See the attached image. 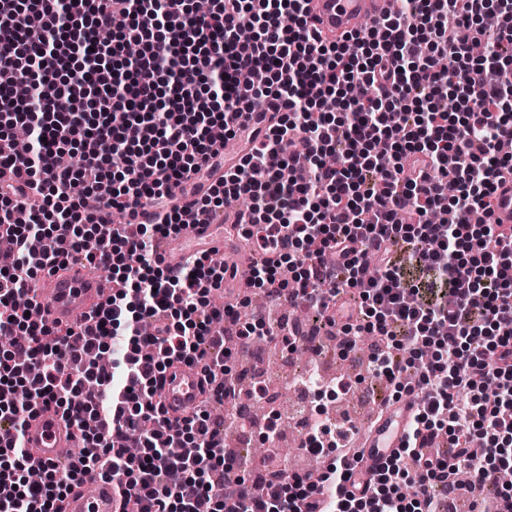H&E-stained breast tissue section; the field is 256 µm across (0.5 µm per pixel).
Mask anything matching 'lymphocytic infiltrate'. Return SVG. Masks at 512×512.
Returning a JSON list of instances; mask_svg holds the SVG:
<instances>
[{
	"label": "lymphocytic infiltrate",
	"mask_w": 512,
	"mask_h": 512,
	"mask_svg": "<svg viewBox=\"0 0 512 512\" xmlns=\"http://www.w3.org/2000/svg\"><path fill=\"white\" fill-rule=\"evenodd\" d=\"M338 43L303 15L309 0H0V142L16 125L25 151L0 152V512H57L73 487L109 478L131 512H439L465 470L481 512H512V237L491 221L512 176V0H400ZM142 50L120 57L121 42ZM453 62L451 70L437 65ZM278 122L252 128L254 113ZM246 130L238 163L199 195L247 200L233 231L254 245L237 302L213 306L224 268L202 257L170 272L155 251L185 222L174 200L223 149L209 130ZM79 165L60 167L65 148ZM335 164H324L326 155ZM116 167L98 196L86 171ZM454 168L455 193L441 176ZM98 196L95 210L85 202ZM152 220L137 222L138 209ZM104 262V308L58 328L27 313L30 284L70 260ZM260 290L339 328L342 355L370 337L382 408L412 393L401 448L359 479L353 431L301 440L327 459L315 474L279 472L262 493L225 454L207 409L170 422L155 399L173 365L200 368L216 401L233 394L225 324L256 333L239 308ZM55 405L81 452L34 466L26 423ZM446 437L447 455L427 453ZM230 485L218 488L217 474Z\"/></svg>",
	"instance_id": "1"
}]
</instances>
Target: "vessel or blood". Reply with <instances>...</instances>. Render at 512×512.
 <instances>
[{
	"label": "vessel or blood",
	"instance_id": "obj_1",
	"mask_svg": "<svg viewBox=\"0 0 512 512\" xmlns=\"http://www.w3.org/2000/svg\"><path fill=\"white\" fill-rule=\"evenodd\" d=\"M391 0H312L308 21L331 41L352 32L364 21H379L390 13ZM499 223L512 225V180L501 182L493 200ZM191 225L179 235L161 243V254L170 270H178L192 252L226 250L222 219L213 214L190 210ZM113 284L103 265L70 263L43 273L32 293L47 323L67 325L76 313L97 312ZM206 383L200 372L184 367L169 370L159 390V400L170 420H179L197 409L204 397ZM416 409L413 398L391 406L363 441L364 467L380 464L390 451L398 448L406 423ZM25 443L37 463L61 462L62 449L75 443L72 428L62 420L55 407L40 408L30 419ZM59 512H121V500L111 481L96 483L93 492L76 490L58 504Z\"/></svg>",
	"mask_w": 512,
	"mask_h": 512
}]
</instances>
